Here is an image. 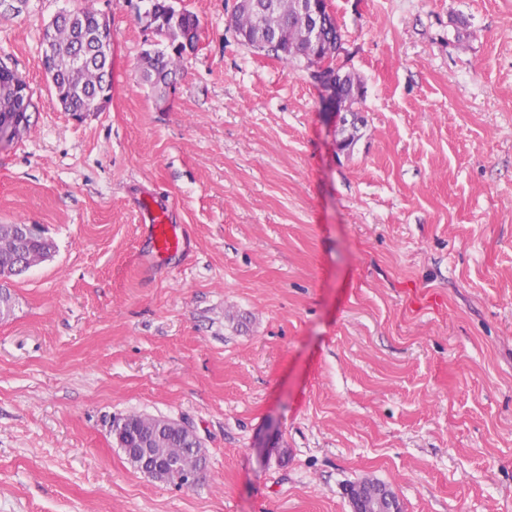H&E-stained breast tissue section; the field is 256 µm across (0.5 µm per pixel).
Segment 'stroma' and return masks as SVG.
Wrapping results in <instances>:
<instances>
[{
    "mask_svg": "<svg viewBox=\"0 0 512 512\" xmlns=\"http://www.w3.org/2000/svg\"><path fill=\"white\" fill-rule=\"evenodd\" d=\"M236 0L200 20L156 101L142 0L0 8V62L31 127L0 149V224L48 260L0 279V512H512V0H329L357 73L339 148L302 61L245 44ZM111 18V99L67 112L42 64L59 12ZM173 208L186 261L143 259L141 202ZM130 414L188 422L190 488L134 470ZM124 423L123 418H115L112 420V438L115 441L117 448H125L130 455H133L138 460H143V465L148 464L149 467L152 468L153 464L148 456V449L146 447L132 448L123 440ZM380 489L382 490V495H375V492ZM358 490L366 493L372 491L375 506L380 509L386 508L389 501H393L397 498L395 493L387 485L370 478H364L358 483L353 484L349 489L350 496H358Z\"/></svg>",
    "mask_w": 512,
    "mask_h": 512,
    "instance_id": "stroma-1",
    "label": "stroma"
}]
</instances>
